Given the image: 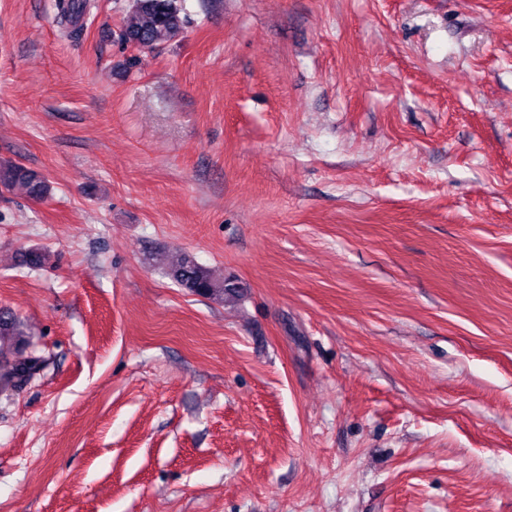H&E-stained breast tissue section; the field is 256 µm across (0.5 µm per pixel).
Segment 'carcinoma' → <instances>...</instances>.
Returning <instances> with one entry per match:
<instances>
[{
  "label": "carcinoma",
  "mask_w": 512,
  "mask_h": 512,
  "mask_svg": "<svg viewBox=\"0 0 512 512\" xmlns=\"http://www.w3.org/2000/svg\"><path fill=\"white\" fill-rule=\"evenodd\" d=\"M88 0H58L57 22L69 25V36L80 38L82 28L76 25L86 12ZM181 0H131L129 14L120 30V39L140 49H153L179 37L184 30ZM0 186L18 190L30 199L42 200L49 192L46 179L19 164H0ZM173 280L190 292L224 302L239 301L244 295L241 286L232 277H217L188 254L166 270ZM21 324L11 310H0V353L4 347L21 344ZM44 367V360L36 355L0 362V392L17 390L32 380Z\"/></svg>",
  "instance_id": "carcinoma-1"
}]
</instances>
